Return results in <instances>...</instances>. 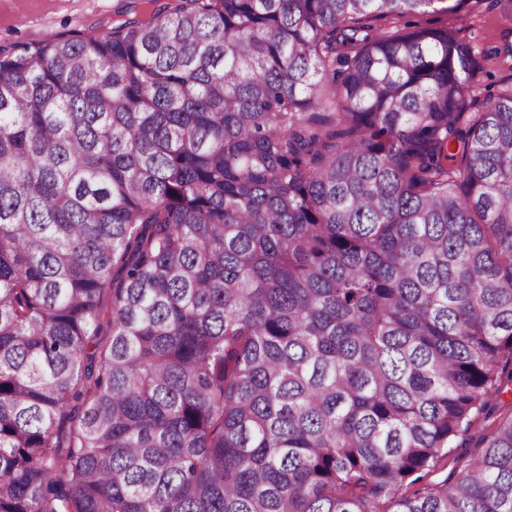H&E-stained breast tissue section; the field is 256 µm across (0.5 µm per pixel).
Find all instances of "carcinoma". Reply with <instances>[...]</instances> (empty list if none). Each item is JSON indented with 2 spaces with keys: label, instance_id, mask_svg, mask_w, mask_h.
<instances>
[{
  "label": "carcinoma",
  "instance_id": "cac0c4a2",
  "mask_svg": "<svg viewBox=\"0 0 512 512\" xmlns=\"http://www.w3.org/2000/svg\"><path fill=\"white\" fill-rule=\"evenodd\" d=\"M441 0H187L0 55V512H512V84ZM112 289V333L99 335ZM512 416V395L504 394L501 400L497 401L495 414L489 419L480 418L464 438L461 448H457L456 453L451 458L449 466H445L442 470L430 475L425 483L432 485L434 482L442 480L451 469L464 471L471 462L470 453L479 443L481 437L493 430L495 424L502 420H506Z\"/></svg>",
  "mask_w": 512,
  "mask_h": 512
}]
</instances>
